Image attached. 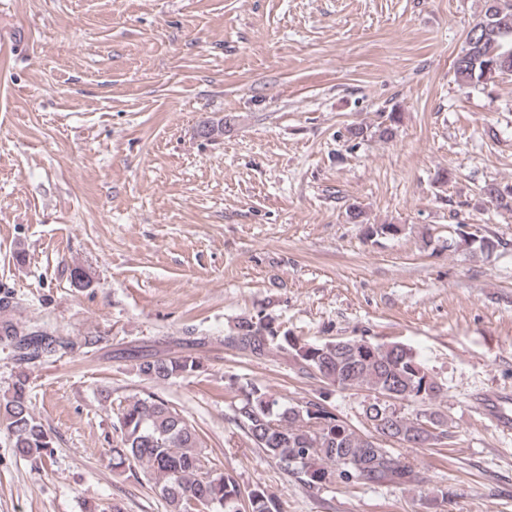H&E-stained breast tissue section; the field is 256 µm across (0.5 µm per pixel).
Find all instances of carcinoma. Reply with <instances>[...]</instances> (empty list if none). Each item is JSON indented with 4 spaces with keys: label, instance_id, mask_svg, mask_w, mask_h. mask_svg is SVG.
Segmentation results:
<instances>
[{
    "label": "carcinoma",
    "instance_id": "carcinoma-1",
    "mask_svg": "<svg viewBox=\"0 0 512 512\" xmlns=\"http://www.w3.org/2000/svg\"><path fill=\"white\" fill-rule=\"evenodd\" d=\"M512 66V0H485L484 10L467 33L465 46L454 61L463 88L487 87ZM483 194L499 209L512 211V188L486 186ZM396 224H366L370 239L394 236ZM33 350L56 352L48 336H25ZM225 344L254 359L277 352L290 356L301 371L318 375L340 390H362L374 398L360 404L368 429L359 431L336 415L324 399L284 402L255 382L242 386L243 398L231 406L233 420L254 448L276 460L285 474L309 486L336 477L375 484L410 486L417 474L386 447L397 442L409 448L420 440L448 436V418L434 407L441 391L412 349L406 345L350 338L338 349L332 342L301 343L280 329L277 319L258 312L242 317L224 337ZM140 375L153 382L187 377L201 368L192 355L136 357ZM406 406H417L406 413ZM119 439L110 449L115 472L141 468L164 501L168 512H188L195 500L202 512H281L279 500L260 489H245L228 472L206 468L203 441L196 429L168 401L153 393H135L119 402ZM0 420L15 452L37 460L53 447V438L32 408L26 376L19 375L0 396Z\"/></svg>",
    "mask_w": 512,
    "mask_h": 512
}]
</instances>
